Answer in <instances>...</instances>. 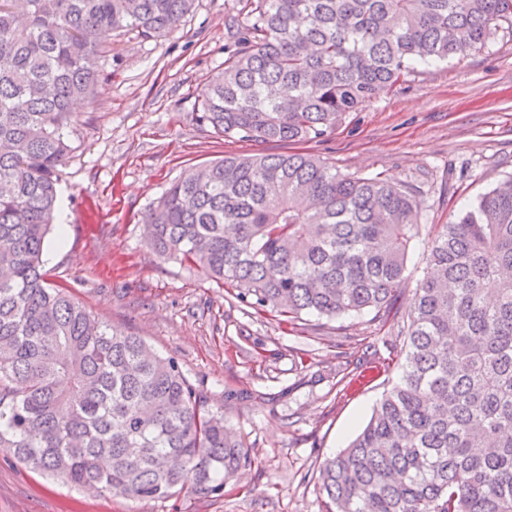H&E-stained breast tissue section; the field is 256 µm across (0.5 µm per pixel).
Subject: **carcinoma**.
<instances>
[{
    "label": "carcinoma",
    "mask_w": 512,
    "mask_h": 512,
    "mask_svg": "<svg viewBox=\"0 0 512 512\" xmlns=\"http://www.w3.org/2000/svg\"><path fill=\"white\" fill-rule=\"evenodd\" d=\"M195 0H0V448L72 485L217 494L249 462L171 358L48 281L44 243L72 104L115 32L158 38ZM199 119L225 138H319L382 92L484 47L512 0H246ZM288 87L293 95L284 96ZM411 193L307 153L226 155L144 215L161 257L293 322L397 314L418 236ZM396 359L399 382L320 469L325 512H512V177L435 224Z\"/></svg>",
    "instance_id": "cac0c4a2"
}]
</instances>
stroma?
I'll return each mask as SVG.
<instances>
[{
    "mask_svg": "<svg viewBox=\"0 0 512 512\" xmlns=\"http://www.w3.org/2000/svg\"><path fill=\"white\" fill-rule=\"evenodd\" d=\"M239 0H196L180 29L112 36L92 100L75 104L72 151L59 169L63 231L46 238L43 269L109 327L178 362L251 463L220 494L161 500L97 494L33 471L0 448V512H320L319 468L350 444L400 370L377 366L395 346L423 275L430 225L512 175V33L430 66L305 143L345 175L412 187L421 235L388 323L371 314L297 323L257 315L200 270L159 257L142 216L185 171L231 154L281 153L280 143L224 138L197 118L198 97L224 69L243 22ZM365 370L343 389L344 360Z\"/></svg>",
    "mask_w": 512,
    "mask_h": 512,
    "instance_id": "1",
    "label": "stroma"
}]
</instances>
